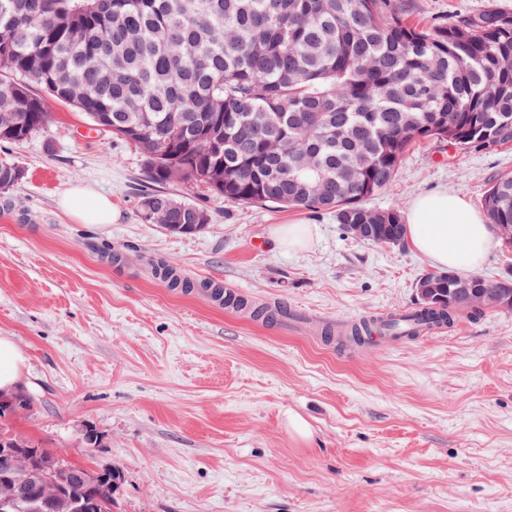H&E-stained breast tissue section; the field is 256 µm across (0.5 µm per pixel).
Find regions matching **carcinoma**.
<instances>
[{
    "instance_id": "obj_1",
    "label": "carcinoma",
    "mask_w": 512,
    "mask_h": 512,
    "mask_svg": "<svg viewBox=\"0 0 512 512\" xmlns=\"http://www.w3.org/2000/svg\"><path fill=\"white\" fill-rule=\"evenodd\" d=\"M75 107L141 156L155 189L146 224H208V210L158 189L172 179L213 199L336 213L381 224L395 210L364 201L393 182L416 144L512 142V12L487 9L419 26L402 0H0V144L51 123L46 98ZM323 183L314 198L302 176ZM20 171L0 163V189ZM489 223L512 224V177L483 200ZM423 280L443 300L415 308L418 326L451 325L486 287L453 270ZM0 512H112L119 473L79 467L0 426Z\"/></svg>"
}]
</instances>
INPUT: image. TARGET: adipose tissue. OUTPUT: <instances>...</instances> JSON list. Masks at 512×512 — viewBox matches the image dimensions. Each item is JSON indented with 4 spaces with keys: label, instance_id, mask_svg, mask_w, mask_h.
Wrapping results in <instances>:
<instances>
[{
    "label": "adipose tissue",
    "instance_id": "obj_1",
    "mask_svg": "<svg viewBox=\"0 0 512 512\" xmlns=\"http://www.w3.org/2000/svg\"><path fill=\"white\" fill-rule=\"evenodd\" d=\"M63 205L83 224H109L118 213L93 190L77 188ZM405 236L440 268L477 269L497 245L494 230L459 194L436 190L416 197L406 214ZM25 356L11 337L0 336V393L11 395L23 382Z\"/></svg>",
    "mask_w": 512,
    "mask_h": 512
}]
</instances>
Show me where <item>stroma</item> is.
<instances>
[{"instance_id": "1", "label": "stroma", "mask_w": 512, "mask_h": 512, "mask_svg": "<svg viewBox=\"0 0 512 512\" xmlns=\"http://www.w3.org/2000/svg\"><path fill=\"white\" fill-rule=\"evenodd\" d=\"M405 2L420 24L512 11V0ZM47 107L45 132L0 148L23 174L0 190V336L27 358L32 401L10 430L118 470L116 512H512V311L402 342L327 344L320 326L416 308L432 262L406 241L356 239L328 212L207 200L176 182L167 191L205 202L210 223L191 235L141 223L139 154L69 106ZM505 174L512 142H426L368 204L403 212L445 188L480 213ZM76 187L108 197L118 220L75 221L61 201ZM280 224L308 225L312 245L277 246ZM158 259L287 314L266 321L171 291Z\"/></svg>"}]
</instances>
